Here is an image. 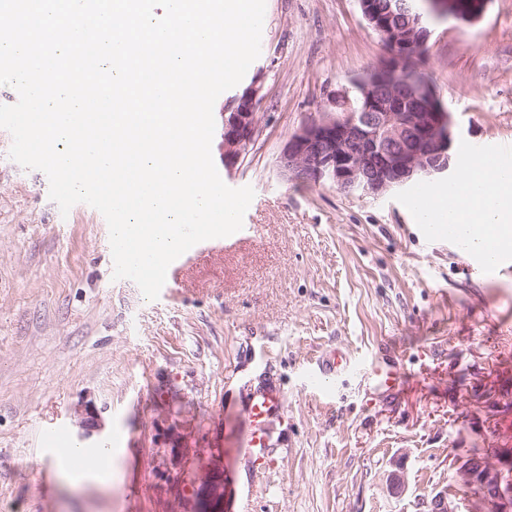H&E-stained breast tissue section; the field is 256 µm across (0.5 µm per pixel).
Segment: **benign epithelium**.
Returning <instances> with one entry per match:
<instances>
[{
  "instance_id": "obj_1",
  "label": "benign epithelium",
  "mask_w": 512,
  "mask_h": 512,
  "mask_svg": "<svg viewBox=\"0 0 512 512\" xmlns=\"http://www.w3.org/2000/svg\"><path fill=\"white\" fill-rule=\"evenodd\" d=\"M488 0H386L377 10L371 0H360L363 16L383 38L388 56L376 71L352 82L366 100L364 110L351 107L349 92L342 111L302 125L285 144L278 160L280 176L297 184L331 182L346 193L379 196L419 174H442L451 166L455 125L450 113L423 107L434 97L430 86L409 89L400 77L417 70L416 58L426 46L429 29L422 18L452 17L473 23L484 14ZM408 21L395 28L397 19ZM260 86L252 83L224 108L221 155L231 171L240 165L259 133ZM502 467L488 458H462L461 481L484 489L481 512H512V448L495 449Z\"/></svg>"
}]
</instances>
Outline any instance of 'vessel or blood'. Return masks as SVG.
Returning a JSON list of instances; mask_svg holds the SVG:
<instances>
[{
  "mask_svg": "<svg viewBox=\"0 0 512 512\" xmlns=\"http://www.w3.org/2000/svg\"><path fill=\"white\" fill-rule=\"evenodd\" d=\"M471 260L480 268L495 267L501 271L512 270V249L502 247L496 239L485 240L480 251L471 253ZM357 374L369 380L374 395H388L405 382L402 364L396 359L371 360L360 363L352 360L341 350L326 352L321 357L319 370L310 374L308 380L314 386L323 382H334L340 375ZM285 410V399L280 385L269 383L254 388L248 402V414L252 432L247 440L255 456H264L270 446L266 425L273 417Z\"/></svg>",
  "mask_w": 512,
  "mask_h": 512,
  "instance_id": "vessel-or-blood-1",
  "label": "vessel or blood"
}]
</instances>
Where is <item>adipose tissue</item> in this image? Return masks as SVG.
<instances>
[{
    "mask_svg": "<svg viewBox=\"0 0 512 512\" xmlns=\"http://www.w3.org/2000/svg\"><path fill=\"white\" fill-rule=\"evenodd\" d=\"M420 206L427 222L444 220L457 225L472 245H481L483 236L490 232L498 239L511 241L512 169L468 161L450 189L425 187ZM49 465L72 485L101 480L106 473L104 455L97 451L73 450L66 460L54 458Z\"/></svg>",
    "mask_w": 512,
    "mask_h": 512,
    "instance_id": "1",
    "label": "adipose tissue"
}]
</instances>
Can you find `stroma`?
<instances>
[{"label":"stroma","mask_w":512,"mask_h":512,"mask_svg":"<svg viewBox=\"0 0 512 512\" xmlns=\"http://www.w3.org/2000/svg\"><path fill=\"white\" fill-rule=\"evenodd\" d=\"M430 30L416 62L456 126L452 175L477 146L512 166V0ZM386 55L358 0H266L261 54L216 100L261 85L252 150L218 170L253 188L252 230L192 255L153 301L113 279L103 215L61 214L0 128V512H241L247 495L252 512H423L439 492L470 512L458 459L512 446V272L426 237L428 178L373 197L277 170L289 137ZM334 347L396 357L407 379L388 399L352 376L308 387ZM265 376L287 412L255 464L245 405ZM87 414L105 425L85 445L109 449L111 477L74 490L40 463L42 430L76 436Z\"/></svg>","instance_id":"obj_1"}]
</instances>
